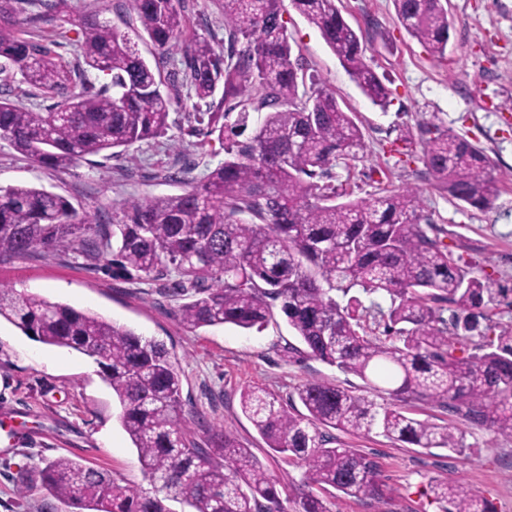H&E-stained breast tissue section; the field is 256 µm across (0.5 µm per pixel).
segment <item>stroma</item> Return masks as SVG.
I'll return each instance as SVG.
<instances>
[{"label": "stroma", "mask_w": 512, "mask_h": 512, "mask_svg": "<svg viewBox=\"0 0 512 512\" xmlns=\"http://www.w3.org/2000/svg\"><path fill=\"white\" fill-rule=\"evenodd\" d=\"M447 8L453 30L447 58L440 61L398 23L392 0H341L343 17L365 34L367 63L392 91L384 110L362 96L316 28L292 10L284 19L307 74L335 91L364 135L363 162L352 171L333 167L332 184H350L355 200L382 188L417 190L425 215L462 264L479 277L512 283V0H448ZM184 11L192 30L223 46L222 0H185ZM84 13L98 14L128 35L142 57L155 60L156 50L143 37L129 0H71L64 15L29 4L0 21V32L35 40L59 33L51 55L74 67L80 34L72 20ZM192 111V100L181 97L172 104L165 136L63 170L37 166L0 141V187L36 186L67 197L79 215L111 223L113 209L125 201L182 193L187 183L223 160L217 140L193 133ZM426 122L447 127L484 150L499 189L492 209L458 203L431 184L418 159L419 127ZM0 285L102 315L164 343L178 362L184 426L228 433L249 448L276 481L286 512H292L304 487L305 468L272 454L242 413L240 395L259 386L298 413L303 406L297 389L311 380L381 406L395 405L417 420L458 428L468 448L460 455L375 432L326 429L333 446L374 460L388 487L380 502L324 491L328 512H444V503L430 492L437 480L463 481L495 512H512V437L426 401L391 402L388 394L367 389L353 374L287 353L296 338L282 315L259 332L228 325L191 330L177 316L180 300L171 281L129 280L114 275L107 259L89 261L72 248L1 261ZM117 415L118 406L91 358L44 346L0 321V512H72L40 489L23 494L17 486L19 471L57 457L108 470L124 483L147 489L137 451Z\"/></svg>", "instance_id": "obj_1"}]
</instances>
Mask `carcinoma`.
<instances>
[{"label": "carcinoma", "mask_w": 512, "mask_h": 512, "mask_svg": "<svg viewBox=\"0 0 512 512\" xmlns=\"http://www.w3.org/2000/svg\"><path fill=\"white\" fill-rule=\"evenodd\" d=\"M285 0H223L226 51L195 35L183 49L182 81L194 122L217 135L224 160L177 195L129 201L112 223L78 216L65 197L44 189L0 187V256L24 258L78 246L89 260L112 256L115 274L137 280L176 277L189 329L234 325L261 330L279 309L303 354L360 377H382L395 399L428 400L512 437V330L495 332L491 311L512 305V286L471 275L433 232L416 193L388 190L367 199L322 182L341 162L363 161V133L294 56ZM184 0H132L143 32L164 60L186 27ZM339 0H290L316 27L372 105L391 90L366 62L364 33ZM400 25L433 56L446 54L452 21L442 0H393ZM83 71L110 76L93 92L70 90L73 70L28 38L0 33V73L11 70L45 95L62 97L30 112L0 97V141L51 169L88 156L129 150L169 129L173 102L154 67L127 36L96 14L78 16ZM221 98H216L218 88ZM265 111L254 128L251 113ZM234 120H229L231 113ZM422 161L434 185L472 208L497 193L487 155L435 124L419 129ZM358 290L369 304L351 294ZM388 305H382V302ZM452 308L450 318L444 307ZM41 344L94 360L119 405V422L136 448L151 491L68 458L43 461L40 488L76 512H282L275 483L250 449L220 432L196 437L180 426L181 377L175 357L90 312L41 295L0 287V320ZM384 326L385 337L375 335ZM478 335L477 352L463 354ZM306 413L292 414L273 393L253 387L242 412L267 447L306 467L296 512H327L313 487L382 500L379 467L352 448L327 447L321 428L378 432L419 448L466 451L461 433L416 420L361 395L312 380L298 388ZM447 512H493L461 481H437Z\"/></svg>", "instance_id": "carcinoma-1"}]
</instances>
